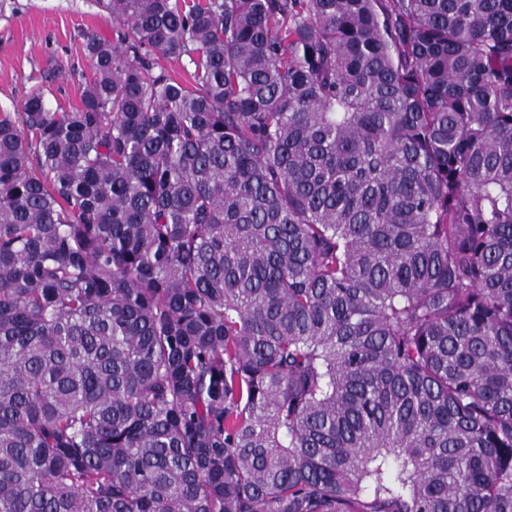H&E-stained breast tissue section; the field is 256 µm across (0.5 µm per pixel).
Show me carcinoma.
<instances>
[{"label":"carcinoma","mask_w":512,"mask_h":512,"mask_svg":"<svg viewBox=\"0 0 512 512\" xmlns=\"http://www.w3.org/2000/svg\"><path fill=\"white\" fill-rule=\"evenodd\" d=\"M99 4L0 113V512H512V0Z\"/></svg>","instance_id":"obj_1"}]
</instances>
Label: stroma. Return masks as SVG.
Segmentation results:
<instances>
[{
  "mask_svg": "<svg viewBox=\"0 0 512 512\" xmlns=\"http://www.w3.org/2000/svg\"><path fill=\"white\" fill-rule=\"evenodd\" d=\"M97 0H0V113L43 92L50 108L78 106L90 64L84 36L116 40Z\"/></svg>",
  "mask_w": 512,
  "mask_h": 512,
  "instance_id": "1",
  "label": "stroma"
}]
</instances>
